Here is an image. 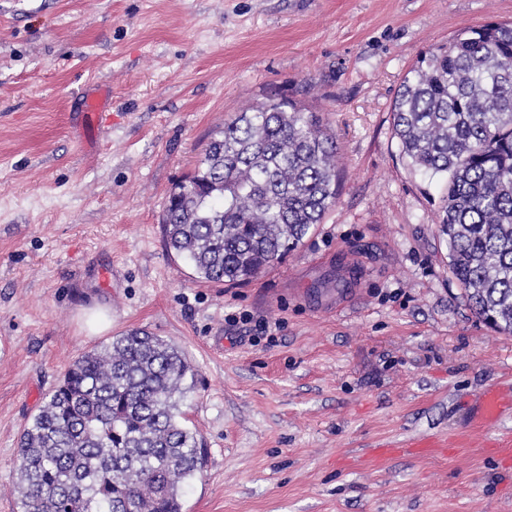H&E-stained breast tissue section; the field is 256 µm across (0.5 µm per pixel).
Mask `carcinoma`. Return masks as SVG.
<instances>
[{"label":"carcinoma","mask_w":512,"mask_h":512,"mask_svg":"<svg viewBox=\"0 0 512 512\" xmlns=\"http://www.w3.org/2000/svg\"><path fill=\"white\" fill-rule=\"evenodd\" d=\"M403 155L448 185L439 231L476 316L512 334V27H466L431 48L393 103ZM336 141L295 100L224 122L171 191L165 246L198 278L246 282L294 250L336 204ZM194 370L132 330L82 353L20 434L21 512H183L206 450L182 423Z\"/></svg>","instance_id":"obj_1"}]
</instances>
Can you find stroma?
<instances>
[{
  "label": "stroma",
  "mask_w": 512,
  "mask_h": 512,
  "mask_svg": "<svg viewBox=\"0 0 512 512\" xmlns=\"http://www.w3.org/2000/svg\"><path fill=\"white\" fill-rule=\"evenodd\" d=\"M486 22L512 0H0V512L69 363L134 329L195 369L207 462L183 512H512V410L472 425L480 392L512 397V335L464 300L445 183L392 115L422 53ZM275 94L335 133L337 202L250 282L200 280L166 250L168 195Z\"/></svg>",
  "instance_id": "35a3bbf8"
}]
</instances>
